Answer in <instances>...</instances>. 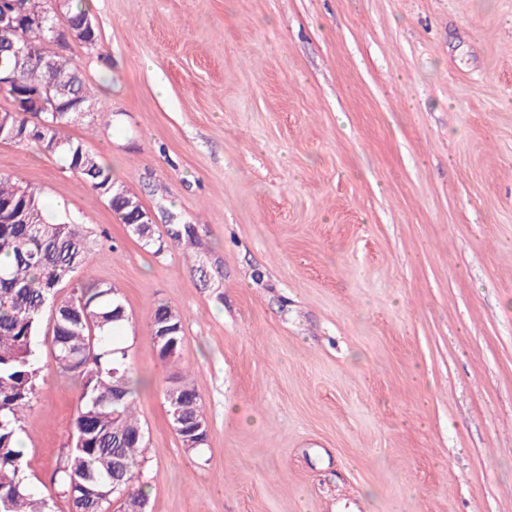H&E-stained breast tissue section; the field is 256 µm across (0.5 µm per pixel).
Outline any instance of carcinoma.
Returning <instances> with one entry per match:
<instances>
[{
	"label": "carcinoma",
	"instance_id": "obj_1",
	"mask_svg": "<svg viewBox=\"0 0 512 512\" xmlns=\"http://www.w3.org/2000/svg\"><path fill=\"white\" fill-rule=\"evenodd\" d=\"M73 4L74 0H69L67 18L60 20L52 13L50 0L29 2L55 26L81 25L90 19L87 9H75ZM64 77L67 84L60 101L76 99L96 106L95 95L77 63L64 53L54 56L48 66L24 68L14 81L0 85V91L13 102L28 87L54 88ZM44 118L47 125L38 129L21 113L11 116L0 130V141L40 146L45 139L58 142L55 156L93 190L105 194L120 223L142 246L159 252L167 243L185 250L195 244L192 224L169 225L166 241L155 236L153 225L137 224L145 206L130 193L112 200V187L121 184L114 182L110 169L82 141L66 133L69 118L49 113ZM95 245L83 225L47 221L38 190L0 176V255L10 259L8 265L0 266V512H53V504L37 496L27 483L20 448L24 414L43 378L37 338L46 318L51 322L46 340L55 368L78 382L70 443L52 473L53 483L74 512H109L116 475L124 477L123 487L129 489L133 501L147 504L140 483L147 438L134 407L129 349L119 344L114 334L126 320L125 307L108 284L72 283ZM69 284L70 293L60 295L61 288ZM162 327L170 335L157 336ZM151 333L155 334L159 358L170 360L183 339L179 313L159 304L151 317ZM172 385L185 390L167 402L171 425L184 450L194 453L205 445L208 435L203 402L188 379L178 377Z\"/></svg>",
	"mask_w": 512,
	"mask_h": 512
}]
</instances>
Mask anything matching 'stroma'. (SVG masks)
<instances>
[{
	"label": "stroma",
	"instance_id": "35a3bbf8",
	"mask_svg": "<svg viewBox=\"0 0 512 512\" xmlns=\"http://www.w3.org/2000/svg\"><path fill=\"white\" fill-rule=\"evenodd\" d=\"M72 56L105 119L68 127L192 254L144 248L36 144L0 174L97 244L141 385L148 512H512V0H92ZM183 341L161 361L158 304ZM47 374L23 469L76 411ZM209 426L185 453L164 393ZM196 235L192 224H172L167 230L168 244L185 250L195 244ZM151 334L158 333L161 327H166L170 336H153L159 358L168 361L176 354L183 339L181 317L177 311L165 303L159 304L151 317ZM160 336H164L161 338ZM176 385L188 386L189 389L177 391L173 402L166 399L169 389L166 390L165 399L170 413L171 425L184 450L194 453L205 445L208 435V424L203 402L187 378L177 377L170 384V387ZM177 388L173 387L170 393L175 392ZM177 420L179 423H177Z\"/></svg>",
	"mask_w": 512,
	"mask_h": 512
}]
</instances>
